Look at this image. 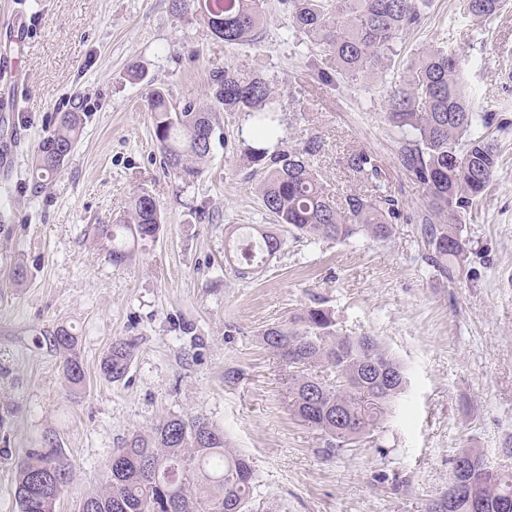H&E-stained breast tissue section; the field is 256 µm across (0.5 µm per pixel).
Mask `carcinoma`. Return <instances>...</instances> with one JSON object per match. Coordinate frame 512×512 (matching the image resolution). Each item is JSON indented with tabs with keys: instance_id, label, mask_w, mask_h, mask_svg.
Returning a JSON list of instances; mask_svg holds the SVG:
<instances>
[{
	"instance_id": "cac0c4a2",
	"label": "carcinoma",
	"mask_w": 512,
	"mask_h": 512,
	"mask_svg": "<svg viewBox=\"0 0 512 512\" xmlns=\"http://www.w3.org/2000/svg\"><path fill=\"white\" fill-rule=\"evenodd\" d=\"M289 28L309 38L325 59L317 79L331 85L348 80L382 78L386 84L388 121L410 134L399 160L419 181L428 199L423 221L426 259L444 278L467 261L461 213L477 205L498 172L497 145L475 130L477 113L462 84L461 60L444 44L422 48L406 68L391 73L398 56L397 40L419 23L428 0H281ZM505 0H461L463 14L484 20L498 14ZM176 16L201 12L212 34L228 45L255 39L263 21L260 0H171ZM273 81L259 73L226 67L213 75L211 104H172L157 89L147 95V111L163 164L183 181L198 174L211 154L215 136L213 112L244 115L251 124L253 145L247 148L256 165L255 183L262 207L275 225L295 239L346 241L364 237L386 241L400 211L398 201L382 191L376 158L365 150L347 157L348 167L375 185L371 194L346 195L344 208L325 193L314 166L322 149L312 137L302 147L270 150L281 144L286 111H301L300 99L279 104ZM77 112L62 114L38 143L34 179L53 177L69 160L82 133ZM155 199L135 194L127 218L118 224L95 225L96 238L108 260L121 266L132 260L135 244L151 241L161 230ZM257 252L239 243L224 250L227 262L248 274L257 255L273 256L285 241L272 230L258 229ZM261 341L288 370V406L292 414L325 437L338 450L371 438L383 428L405 387L399 363L373 336H346L336 330L332 313L307 307L287 323L261 333ZM53 345L60 356L69 391L84 385L85 371L78 337L59 326ZM134 356V343L115 338L100 363L101 374L120 380ZM71 463L58 440L48 434L41 446L27 448L17 466L14 497L18 512H56L69 483ZM468 478L477 489L480 508L462 502L457 512H498V502L512 495V472H486L476 465ZM254 468L235 450L224 430L203 416H171L149 433L136 432L105 464L103 484L85 496L78 512H248Z\"/></svg>"
}]
</instances>
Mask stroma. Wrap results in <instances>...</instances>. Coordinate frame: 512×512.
<instances>
[{
	"mask_svg": "<svg viewBox=\"0 0 512 512\" xmlns=\"http://www.w3.org/2000/svg\"><path fill=\"white\" fill-rule=\"evenodd\" d=\"M25 9L26 37L0 27V58L15 59L27 91L23 111L0 116V145L16 156L0 179V512H18L17 463L45 432L72 464L57 512H77L129 435L169 416L201 414L223 428L254 466L258 512H425L465 446L512 470V5L475 21L459 0H432L398 43L400 70L421 46L450 38L475 112L495 117L499 171L461 218L470 253L449 279L425 259V191L399 163L403 134L379 81L319 84L278 0H263L259 37L245 45L215 38L202 15L175 16L171 0H25ZM134 64L144 79L131 76ZM227 66L300 92L304 109L287 113L283 136L291 150L320 137L316 168L335 199L366 189L348 154L377 157L401 209L389 240L290 238L253 277L237 275L224 258L229 232L269 224L242 145L249 123L217 113L211 156L185 184L163 167L145 106L152 88L208 106L211 78ZM66 112L81 113L83 132L68 163L35 187V148ZM141 191L163 228L112 266L92 227L122 218ZM309 306L330 310L344 334L376 336L406 370L375 442L326 451L288 409L287 376L259 335ZM60 325L84 363L76 396L50 343ZM117 337L135 354L111 382L100 363Z\"/></svg>",
	"mask_w": 512,
	"mask_h": 512,
	"instance_id": "1",
	"label": "stroma"
}]
</instances>
